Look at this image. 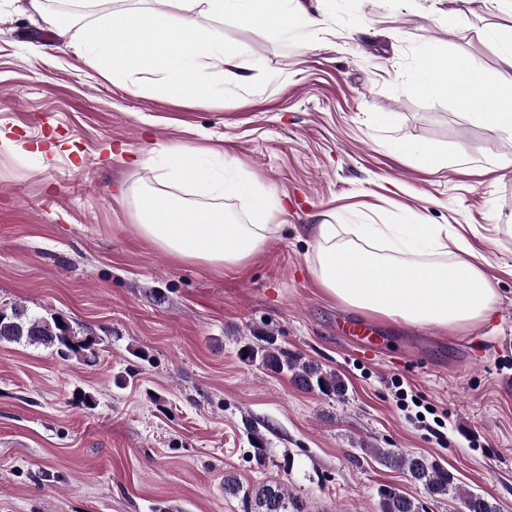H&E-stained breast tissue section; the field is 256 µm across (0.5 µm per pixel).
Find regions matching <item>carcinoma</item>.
<instances>
[{
  "label": "carcinoma",
  "instance_id": "carcinoma-1",
  "mask_svg": "<svg viewBox=\"0 0 512 512\" xmlns=\"http://www.w3.org/2000/svg\"><path fill=\"white\" fill-rule=\"evenodd\" d=\"M25 341L30 345L54 347L64 357L96 354L97 341L80 336L68 323L58 325V318L31 315L22 306L7 313L0 310V343ZM244 359L257 360L274 373H284L298 385L323 394H342L336 377L300 356L275 347L271 336H256L240 350ZM373 454L390 467H397L415 482L422 484L429 496H451L459 500L461 512H496L485 496L461 489L455 477L437 463H430L420 456L406 455L392 449L376 448ZM224 493L241 497L243 512H304V505L288 497L282 485L262 484L241 491L232 476L224 478ZM380 512H424L419 500L405 494L397 487L385 485L379 490Z\"/></svg>",
  "mask_w": 512,
  "mask_h": 512
}]
</instances>
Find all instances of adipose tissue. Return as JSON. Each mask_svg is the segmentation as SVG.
Masks as SVG:
<instances>
[{
    "label": "adipose tissue",
    "mask_w": 512,
    "mask_h": 512,
    "mask_svg": "<svg viewBox=\"0 0 512 512\" xmlns=\"http://www.w3.org/2000/svg\"><path fill=\"white\" fill-rule=\"evenodd\" d=\"M161 12L135 0H72L75 15L43 14L48 29L66 30L73 16L96 13L101 35L85 47L91 67L105 78H137L149 92L190 100L232 75L239 51L204 26V19L232 18L269 36L295 24L315 28L319 17L301 0H167ZM502 70L489 77L470 55L435 52L416 72L417 93H452L455 105L482 126L512 134V37L489 31ZM488 106L473 111L476 101ZM136 228L153 247L176 259L213 267L239 266L273 232L275 205L268 193L240 173L214 167L205 152L183 146L163 168L131 189ZM243 197L250 221L228 218L223 201ZM341 225H313L317 243L313 274L325 293L363 313L415 327L464 328L488 322L494 312V278L465 237L449 224H428L405 212L396 224H357L352 238ZM448 263L434 262V255Z\"/></svg>",
    "instance_id": "ef3b65f1"
}]
</instances>
